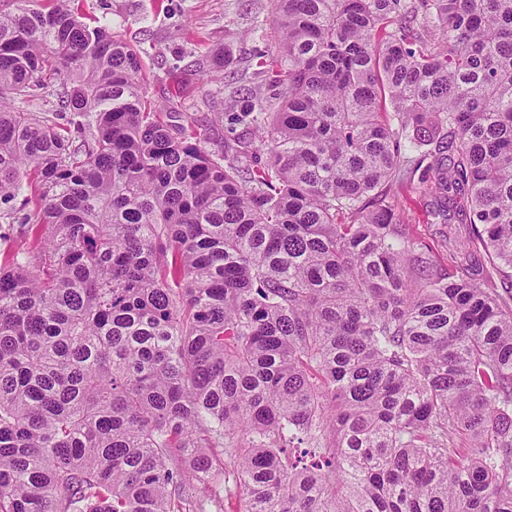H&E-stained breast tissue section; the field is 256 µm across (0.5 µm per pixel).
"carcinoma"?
Segmentation results:
<instances>
[{
	"instance_id": "carcinoma-1",
	"label": "carcinoma",
	"mask_w": 512,
	"mask_h": 512,
	"mask_svg": "<svg viewBox=\"0 0 512 512\" xmlns=\"http://www.w3.org/2000/svg\"><path fill=\"white\" fill-rule=\"evenodd\" d=\"M272 11L260 144L212 152L112 25L0 0V512H222L219 470L237 512H512V0ZM431 198L423 196L410 186L400 188L398 201L404 224L414 237L426 241L433 250V255L443 269L453 270L455 263L441 245V233L448 234V224H440V218L432 214Z\"/></svg>"
}]
</instances>
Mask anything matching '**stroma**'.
I'll return each instance as SVG.
<instances>
[{"label":"stroma","mask_w":512,"mask_h":512,"mask_svg":"<svg viewBox=\"0 0 512 512\" xmlns=\"http://www.w3.org/2000/svg\"><path fill=\"white\" fill-rule=\"evenodd\" d=\"M88 20L110 23L141 52L153 101H164L211 126L215 151L253 131L231 124L234 102L220 85L248 96L261 76L255 58L272 36L271 0H81ZM223 68H214L216 57ZM211 66L212 82L197 79L198 65ZM400 213L408 231L426 241L443 269L454 262L441 245L444 230L432 213L429 197L411 187L398 191Z\"/></svg>","instance_id":"35a3bbf8"}]
</instances>
